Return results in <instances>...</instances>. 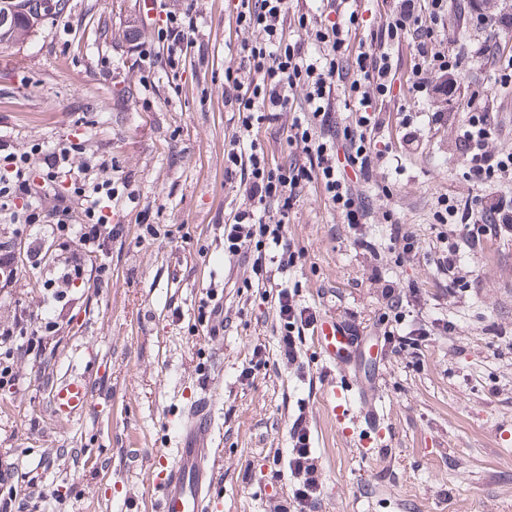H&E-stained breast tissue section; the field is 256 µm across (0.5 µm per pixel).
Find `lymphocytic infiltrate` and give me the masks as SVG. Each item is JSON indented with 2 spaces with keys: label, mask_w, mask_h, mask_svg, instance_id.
Returning a JSON list of instances; mask_svg holds the SVG:
<instances>
[{
  "label": "lymphocytic infiltrate",
  "mask_w": 512,
  "mask_h": 512,
  "mask_svg": "<svg viewBox=\"0 0 512 512\" xmlns=\"http://www.w3.org/2000/svg\"><path fill=\"white\" fill-rule=\"evenodd\" d=\"M234 10L240 29L255 33L252 41L240 44L238 69L224 72V97L238 105L242 138L231 141L226 153L229 167L247 174L248 197L252 206L237 210L224 224V245L239 251L264 240L279 241L288 214L297 201L301 185L317 183L327 202L340 211L346 224L358 229L356 243L363 250H373L370 238L362 235L363 225L372 218L373 210L357 195L348 179L349 173L364 180L373 176V158L367 143L377 126L371 107L374 99L386 96L391 88L392 64L384 45L410 34L412 47L422 63L431 69L460 68L462 51L437 53L433 44L448 14V0H422L419 14L401 12L389 21L379 44L359 47L354 64H347L345 52L351 34L349 26L331 22L313 27L312 49L289 42L286 36L288 0H237ZM306 87L307 109L303 115H290V92L294 85ZM342 92L355 101V117L342 128H333L331 105L334 92ZM265 119H279L289 144L300 148L299 157L287 165L268 166L264 149L249 133ZM502 126L494 115L478 112L470 115L459 137L458 149L473 186L481 187L495 179L512 180V153L489 150L488 142L501 134ZM70 149L47 151V166L41 182H34L29 152H10L0 169V213L13 224H25L51 231L72 230L79 247L64 264L81 271L84 257L100 251L104 215L99 198L112 192L111 182L85 186L70 181L73 170ZM69 181L65 192H48L47 184ZM273 209L274 223H267L256 211L257 205ZM82 212V222H74L75 212ZM440 223L454 222L459 235L470 246H478L488 223L512 226V211H506L502 200L482 203L479 210L445 205L439 212ZM277 313L284 325L279 338L282 360L295 364L298 358L299 334L315 328V313L298 309L295 295L278 288ZM288 467L294 479L292 508L277 505L276 512H317L319 484L310 446V431L304 417H297L289 431Z\"/></svg>",
  "instance_id": "obj_1"
}]
</instances>
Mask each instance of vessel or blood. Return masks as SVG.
Instances as JSON below:
<instances>
[{
  "instance_id": "vessel-or-blood-1",
  "label": "vessel or blood",
  "mask_w": 512,
  "mask_h": 512,
  "mask_svg": "<svg viewBox=\"0 0 512 512\" xmlns=\"http://www.w3.org/2000/svg\"><path fill=\"white\" fill-rule=\"evenodd\" d=\"M326 362L343 365L349 361L356 345L353 336L335 320L323 321L316 331ZM331 397L343 419L349 423H365L369 429L379 426L378 413L359 379L343 373L338 385L332 386ZM88 384L70 378L59 384L51 396L54 411L70 417L89 403ZM216 398L206 394L182 415L178 426L175 460L159 463L154 484L158 491V512H211L214 505V454L211 446L215 430Z\"/></svg>"
}]
</instances>
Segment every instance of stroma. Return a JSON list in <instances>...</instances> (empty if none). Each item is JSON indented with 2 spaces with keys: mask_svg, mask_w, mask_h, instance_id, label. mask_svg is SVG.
<instances>
[{
  "mask_svg": "<svg viewBox=\"0 0 512 512\" xmlns=\"http://www.w3.org/2000/svg\"><path fill=\"white\" fill-rule=\"evenodd\" d=\"M401 5L349 0L352 42L370 41ZM158 12L148 18L146 0H68L27 42L0 52V140L20 151L77 145V166L108 159L88 175L117 189L108 217L124 227L86 256L39 349L14 356L17 382L0 387V490L21 512H157L155 463L171 455L182 410L210 386L214 512H273L291 483L289 429L301 413L319 512H512V235L461 247L452 286L437 266L449 227L434 218L441 198L472 205L504 194L496 182L472 186L457 140L471 111L492 112L504 132L489 147L512 153V0H494L483 22L471 0H448L435 48L467 54L451 91L438 73L413 76L410 35L391 43L396 79L372 141L381 158L372 183L354 184L374 211L365 228L373 251L357 247L317 184L288 214L296 258L278 280L318 319L358 331L357 374L380 414L370 448L363 425L342 430L331 413L326 381L340 367L326 364L309 330L300 369L283 363L273 300L242 287L252 257L224 247L225 220L249 204L240 176H224V150L240 133L224 71L246 34L226 0H161ZM167 14L190 31L175 66L157 35ZM496 33L504 39L492 66L483 49ZM140 40L151 42V61ZM394 221L415 236L416 256L391 240ZM75 244L58 233L39 265L13 262L0 323L21 310L44 314L50 289L63 286L59 256ZM389 288L403 309L388 305ZM210 289L224 306L216 335L197 321ZM394 329L425 335L400 349L387 337ZM68 375L86 379L91 403L67 423L50 391Z\"/></svg>",
  "mask_w": 512,
  "mask_h": 512,
  "instance_id": "1",
  "label": "stroma"
}]
</instances>
